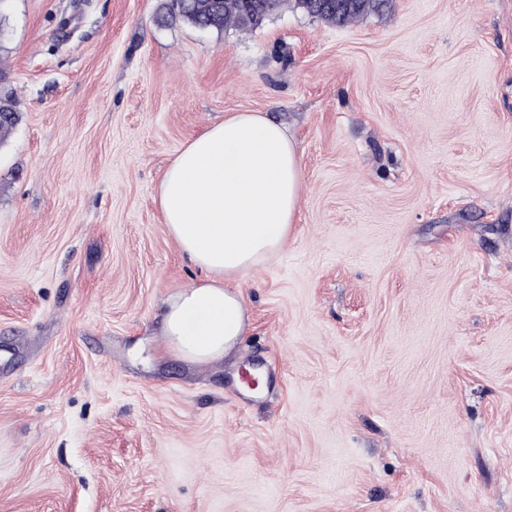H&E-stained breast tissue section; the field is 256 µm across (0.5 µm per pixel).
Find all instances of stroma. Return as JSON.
<instances>
[{
	"mask_svg": "<svg viewBox=\"0 0 512 512\" xmlns=\"http://www.w3.org/2000/svg\"><path fill=\"white\" fill-rule=\"evenodd\" d=\"M163 2L0 21V512H512V0L221 34ZM236 112L302 192L194 365L160 316L204 273L156 196Z\"/></svg>",
	"mask_w": 512,
	"mask_h": 512,
	"instance_id": "stroma-1",
	"label": "stroma"
}]
</instances>
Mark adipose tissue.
Wrapping results in <instances>:
<instances>
[{
    "mask_svg": "<svg viewBox=\"0 0 512 512\" xmlns=\"http://www.w3.org/2000/svg\"><path fill=\"white\" fill-rule=\"evenodd\" d=\"M301 189L296 143L259 113L232 114L178 153L157 201L170 235L205 278L167 301L163 334L172 353L205 364L233 349L248 315L230 284L282 247Z\"/></svg>",
    "mask_w": 512,
    "mask_h": 512,
    "instance_id": "adipose-tissue-1",
    "label": "adipose tissue"
}]
</instances>
